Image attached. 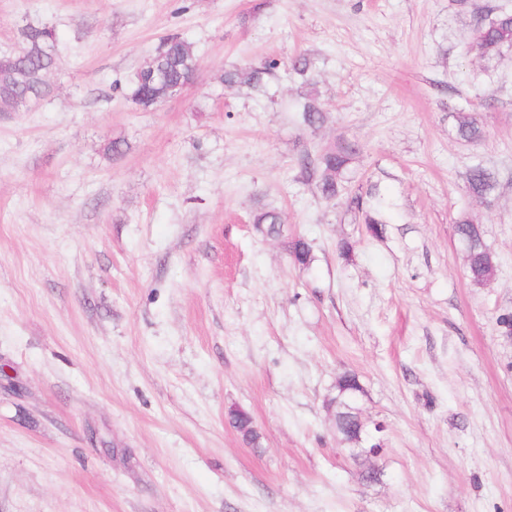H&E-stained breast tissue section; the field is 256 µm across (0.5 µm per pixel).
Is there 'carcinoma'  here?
Wrapping results in <instances>:
<instances>
[{
	"label": "carcinoma",
	"mask_w": 512,
	"mask_h": 512,
	"mask_svg": "<svg viewBox=\"0 0 512 512\" xmlns=\"http://www.w3.org/2000/svg\"><path fill=\"white\" fill-rule=\"evenodd\" d=\"M512 49V10L497 5L477 7L472 12L471 36L462 55L472 53L483 59L500 57ZM58 56L55 38L45 27L30 26L22 33L19 49L12 55L0 58V107L18 111L36 105L47 95L44 74L57 67ZM276 60H267L258 67H233L224 71L222 80L228 86H246L261 91L265 77L278 68ZM149 68L155 80L146 81L136 76L128 96L138 105L148 108L162 103L172 94L189 85L198 71V57L192 42L172 35L163 40L161 48L150 61ZM315 62L301 55L293 59L291 73L309 82ZM301 120L308 129L318 128L324 121V108L315 95H307L297 105ZM457 136L470 143L484 138L483 129L471 113L464 108L452 109ZM357 143L342 140L322 150L315 156L304 154L299 159L303 171L315 178L319 195L327 202L343 197L345 171L359 154ZM497 186L495 174L480 164L470 166L466 178V193L475 200L489 204ZM348 205L364 210L367 207L379 212L388 207L386 200L376 194L366 199L361 195L348 198ZM257 232L267 237L282 233L281 215L274 210H263L254 216ZM455 235L466 254L470 280L475 285L487 282L495 273V257L484 243L480 228L473 219L462 214L455 222ZM289 252L294 262L302 267L311 264L313 257L308 243L302 238L290 242ZM362 388L355 375L345 373L336 379V431L342 440L354 447L364 448L375 444L374 430L358 414L346 409L357 399ZM229 421L243 436L257 443L259 434L252 426L250 416L243 410L232 409Z\"/></svg>",
	"instance_id": "cac0c4a2"
}]
</instances>
